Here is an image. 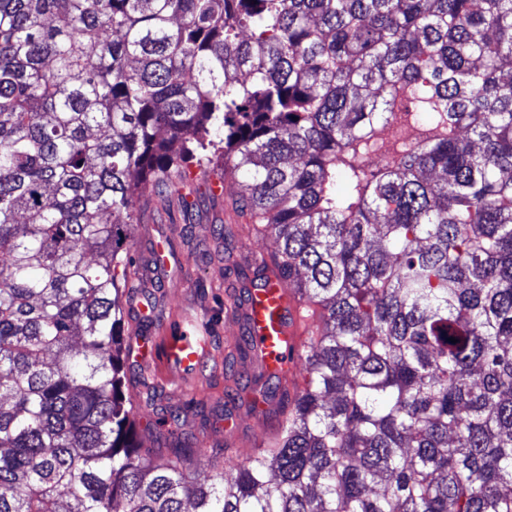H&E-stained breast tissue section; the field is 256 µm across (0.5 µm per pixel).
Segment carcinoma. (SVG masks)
<instances>
[{
  "mask_svg": "<svg viewBox=\"0 0 512 512\" xmlns=\"http://www.w3.org/2000/svg\"><path fill=\"white\" fill-rule=\"evenodd\" d=\"M216 160L315 325L196 485L122 298L134 198ZM4 255L0 512H512V0H0Z\"/></svg>",
  "mask_w": 512,
  "mask_h": 512,
  "instance_id": "1",
  "label": "carcinoma"
}]
</instances>
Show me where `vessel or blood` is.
Listing matches in <instances>:
<instances>
[{
  "label": "vessel or blood",
  "instance_id": "obj_1",
  "mask_svg": "<svg viewBox=\"0 0 512 512\" xmlns=\"http://www.w3.org/2000/svg\"><path fill=\"white\" fill-rule=\"evenodd\" d=\"M246 303L247 330L262 366L273 373L293 369L309 326L297 300L275 282L251 289ZM164 352L170 362L188 374L202 366L207 348L170 337Z\"/></svg>",
  "mask_w": 512,
  "mask_h": 512
}]
</instances>
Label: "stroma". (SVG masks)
<instances>
[{"instance_id": "1", "label": "stroma", "mask_w": 512, "mask_h": 512, "mask_svg": "<svg viewBox=\"0 0 512 512\" xmlns=\"http://www.w3.org/2000/svg\"><path fill=\"white\" fill-rule=\"evenodd\" d=\"M189 188L193 209L183 211L175 195L152 202L134 236L132 250L148 283L142 294L152 303L136 366L156 388L143 414L184 408L185 441L196 450L190 472L202 482L212 474L207 464L210 452L228 447L231 464L244 463L277 425L254 389L263 373L260 363L241 362L236 353L244 321L241 307L235 304L243 296L244 275L253 273L274 243L247 235L220 243L217 230L224 219L223 205L212 200L210 182L197 177ZM156 242L171 243L173 248L161 268L151 261ZM193 325L205 330L209 340L206 362L197 375H183L174 367H151L148 352L156 331ZM192 398L198 405L190 409L186 402Z\"/></svg>"}]
</instances>
